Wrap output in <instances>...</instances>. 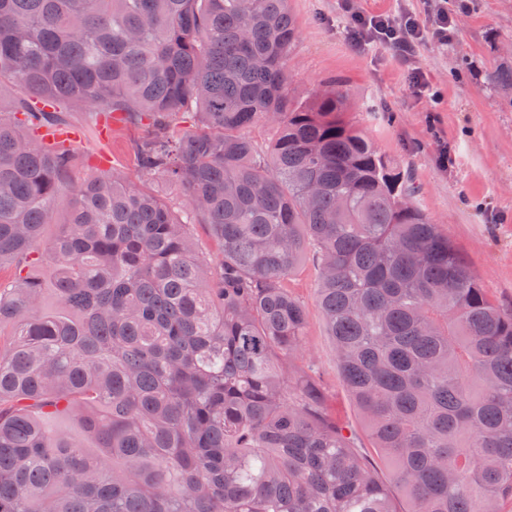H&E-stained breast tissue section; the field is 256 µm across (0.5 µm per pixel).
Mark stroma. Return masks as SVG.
Returning <instances> with one entry per match:
<instances>
[{"label": "stroma", "instance_id": "obj_1", "mask_svg": "<svg viewBox=\"0 0 512 512\" xmlns=\"http://www.w3.org/2000/svg\"><path fill=\"white\" fill-rule=\"evenodd\" d=\"M457 37L443 48L427 41L410 57L376 44L352 50L347 17L338 0H290L299 35L288 57V94L307 101L330 82L347 92L345 118L391 160L411 170L419 208L448 234L470 269L500 307L512 309V100L493 92L487 76L512 58V0H447ZM356 10L431 18L437 0H355ZM440 90L441 101L415 93L412 71ZM80 137L69 145V184L116 175L164 201L184 220L181 189L148 174L137 147L149 135L145 123L109 128L68 114ZM318 271L303 260L290 286L304 303L307 324L301 360L313 363L327 389L329 411L348 426L359 454L383 481L391 469L373 446L366 424L345 390L336 353L317 305Z\"/></svg>", "mask_w": 512, "mask_h": 512}]
</instances>
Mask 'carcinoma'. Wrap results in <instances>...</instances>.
<instances>
[{
  "mask_svg": "<svg viewBox=\"0 0 512 512\" xmlns=\"http://www.w3.org/2000/svg\"><path fill=\"white\" fill-rule=\"evenodd\" d=\"M289 2L0 0V99L28 94L0 111V512H398L313 372L290 371L308 254L405 512H512V310L345 120L341 85L288 98ZM488 83L512 95V62ZM61 108L155 127L141 166L218 257L118 176L68 185L71 154L37 134ZM191 223L188 224V233L194 238L199 254L204 259L210 260L215 258L219 254V247L215 240L211 237L209 229L205 224H198L196 219H192Z\"/></svg>",
  "mask_w": 512,
  "mask_h": 512,
  "instance_id": "1",
  "label": "carcinoma"
}]
</instances>
